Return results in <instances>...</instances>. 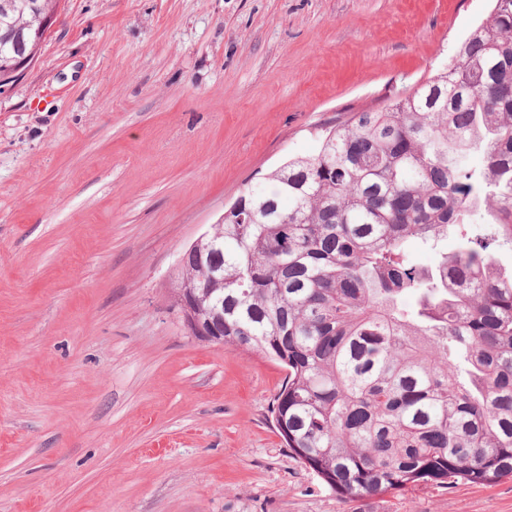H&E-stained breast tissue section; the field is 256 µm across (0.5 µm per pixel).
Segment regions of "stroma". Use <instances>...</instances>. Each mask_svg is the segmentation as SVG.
Wrapping results in <instances>:
<instances>
[{"label": "stroma", "instance_id": "obj_1", "mask_svg": "<svg viewBox=\"0 0 512 512\" xmlns=\"http://www.w3.org/2000/svg\"><path fill=\"white\" fill-rule=\"evenodd\" d=\"M487 0H61L0 88V512H512V478L341 501L285 372L190 335L182 254L321 126L446 67Z\"/></svg>", "mask_w": 512, "mask_h": 512}]
</instances>
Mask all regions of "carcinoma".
<instances>
[{"mask_svg": "<svg viewBox=\"0 0 512 512\" xmlns=\"http://www.w3.org/2000/svg\"><path fill=\"white\" fill-rule=\"evenodd\" d=\"M40 5L13 0L11 21L37 27L57 0ZM265 180L176 280L200 310L224 302L225 348L285 370L270 413L291 454L343 501L511 478L512 0L446 68Z\"/></svg>", "mask_w": 512, "mask_h": 512, "instance_id": "obj_1", "label": "carcinoma"}]
</instances>
